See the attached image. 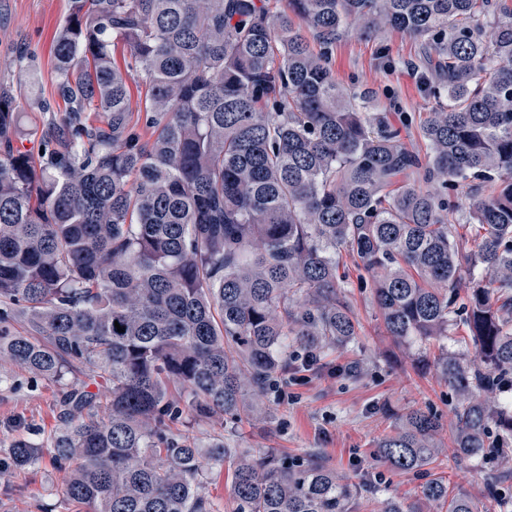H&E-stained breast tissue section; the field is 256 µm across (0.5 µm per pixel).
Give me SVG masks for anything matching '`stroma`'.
<instances>
[{"label":"stroma","instance_id":"obj_1","mask_svg":"<svg viewBox=\"0 0 512 512\" xmlns=\"http://www.w3.org/2000/svg\"><path fill=\"white\" fill-rule=\"evenodd\" d=\"M67 7V0H0V87L21 105L13 146L36 156L51 118L38 105L55 97L51 49ZM426 52L422 40L396 30L366 37L349 29L337 38L330 56L337 84L372 91V111L387 113L401 125L404 143L415 150L423 147L417 119L434 104L419 65ZM339 263L348 283L346 301L359 325L355 341L327 350L309 371L293 358L277 388L252 401L241 426L218 415L202 423L187 420L184 430L202 444L227 433L232 447L254 454L277 448L291 458L320 455L350 482L380 486V494L356 500L355 512H379L388 496L412 505L419 500L421 478L382 466L373 455L376 444L411 408L436 413L443 424L442 441L450 443L457 397L433 368L419 363L425 344L405 345L387 335L370 291L356 286L359 273L350 257L340 254ZM59 389L18 368L0 376V512H85L83 506L62 502L68 469L47 460L16 469L3 454L16 438L38 444L51 432ZM501 469L498 455L470 458L449 451L430 466L451 489L464 490L479 502L483 512H496L487 481Z\"/></svg>","mask_w":512,"mask_h":512}]
</instances>
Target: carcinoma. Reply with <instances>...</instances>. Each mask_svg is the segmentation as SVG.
<instances>
[{"mask_svg": "<svg viewBox=\"0 0 512 512\" xmlns=\"http://www.w3.org/2000/svg\"><path fill=\"white\" fill-rule=\"evenodd\" d=\"M277 2L68 0L53 44L65 109L45 162L0 152V368L74 375L45 443L6 453L18 468L45 452L71 467L67 504L213 512L207 473L226 467L234 512H353L358 486L318 455L243 454L217 435L204 456L178 428L241 419L288 371L290 342L320 355L353 341L341 251L388 335L465 327L474 360L424 359L458 396L454 452L512 447V0ZM347 27L431 49L425 151L365 111L370 91L336 85L329 49ZM136 78L145 144L131 131ZM19 108L0 88L1 144ZM463 205L469 239L449 222ZM441 431L409 409L375 457L426 474L427 512H478L427 472ZM511 479L487 483L502 512Z\"/></svg>", "mask_w": 512, "mask_h": 512, "instance_id": "obj_1", "label": "carcinoma"}]
</instances>
